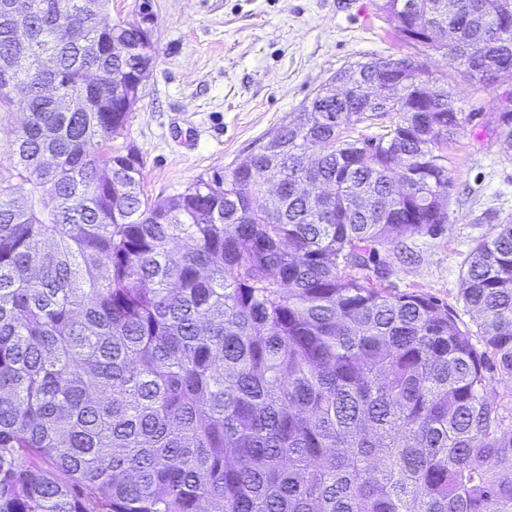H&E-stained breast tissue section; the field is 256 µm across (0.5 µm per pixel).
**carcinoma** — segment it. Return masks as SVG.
Returning a JSON list of instances; mask_svg holds the SVG:
<instances>
[{"label":"carcinoma","mask_w":512,"mask_h":512,"mask_svg":"<svg viewBox=\"0 0 512 512\" xmlns=\"http://www.w3.org/2000/svg\"><path fill=\"white\" fill-rule=\"evenodd\" d=\"M83 2L0 0L28 87L0 176V512H512V220L466 262L474 335L364 274L448 221L444 149L471 119L448 82L355 62L231 174L149 200L143 157L110 145L130 113L43 94L113 102L155 63L109 0L69 29ZM379 10L468 82L512 78V0ZM112 40L129 55L88 51ZM380 112L387 132L352 136ZM495 123L512 148V107Z\"/></svg>","instance_id":"cac0c4a2"}]
</instances>
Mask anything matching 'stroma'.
<instances>
[{
  "label": "stroma",
  "mask_w": 512,
  "mask_h": 512,
  "mask_svg": "<svg viewBox=\"0 0 512 512\" xmlns=\"http://www.w3.org/2000/svg\"><path fill=\"white\" fill-rule=\"evenodd\" d=\"M379 0H152L157 62L124 136L144 158L149 199L183 191L202 176L236 164L309 101L337 70L373 57L409 53ZM418 58L446 76L465 123L448 146L453 180L441 234L410 238L411 260L382 254L392 291L432 295L465 308L462 271L476 238L512 219V149L493 133L494 95L465 81L430 50Z\"/></svg>",
  "instance_id": "stroma-1"
}]
</instances>
